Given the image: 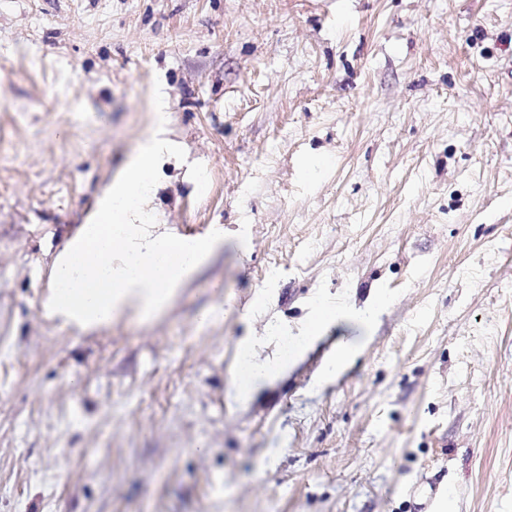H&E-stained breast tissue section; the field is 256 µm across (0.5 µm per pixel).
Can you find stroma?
I'll list each match as a JSON object with an SVG mask.
<instances>
[{"mask_svg": "<svg viewBox=\"0 0 512 512\" xmlns=\"http://www.w3.org/2000/svg\"><path fill=\"white\" fill-rule=\"evenodd\" d=\"M224 247L79 335L52 258L150 131ZM389 305L237 399L238 344ZM512 512V0H0V512ZM368 336H354L336 344V351L325 363L319 382H328L345 371L350 361L358 354Z\"/></svg>", "mask_w": 512, "mask_h": 512, "instance_id": "1", "label": "stroma"}]
</instances>
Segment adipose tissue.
<instances>
[{
    "instance_id": "ef3b65f1",
    "label": "adipose tissue",
    "mask_w": 512,
    "mask_h": 512,
    "mask_svg": "<svg viewBox=\"0 0 512 512\" xmlns=\"http://www.w3.org/2000/svg\"><path fill=\"white\" fill-rule=\"evenodd\" d=\"M168 120V102L161 94L154 103L152 133L141 140L105 186L95 209L53 258L48 291L40 304L45 318L80 332L110 327L125 315L152 319L223 247L224 228L219 224L205 235L180 238L151 231L144 222L156 170L172 150L162 137ZM346 315L343 306L316 303L306 325L292 339L294 353L287 357L258 360L255 341L244 339L240 358L249 379L238 385V397L247 399L257 383L287 374Z\"/></svg>"
}]
</instances>
